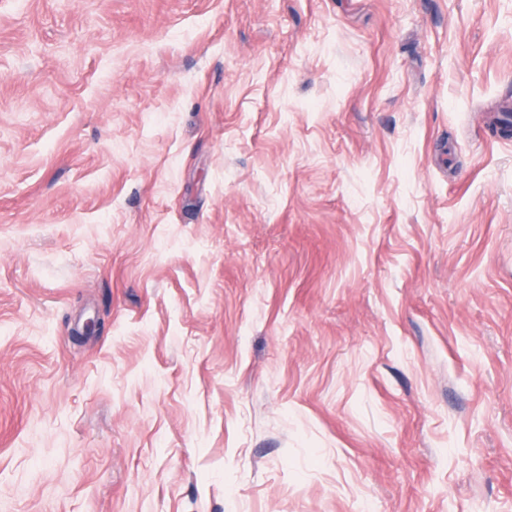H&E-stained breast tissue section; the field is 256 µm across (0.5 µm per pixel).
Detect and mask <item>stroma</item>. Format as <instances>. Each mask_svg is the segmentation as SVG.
<instances>
[{"label": "stroma", "instance_id": "1", "mask_svg": "<svg viewBox=\"0 0 512 512\" xmlns=\"http://www.w3.org/2000/svg\"><path fill=\"white\" fill-rule=\"evenodd\" d=\"M506 100L512 0H0V512H512Z\"/></svg>", "mask_w": 512, "mask_h": 512}]
</instances>
